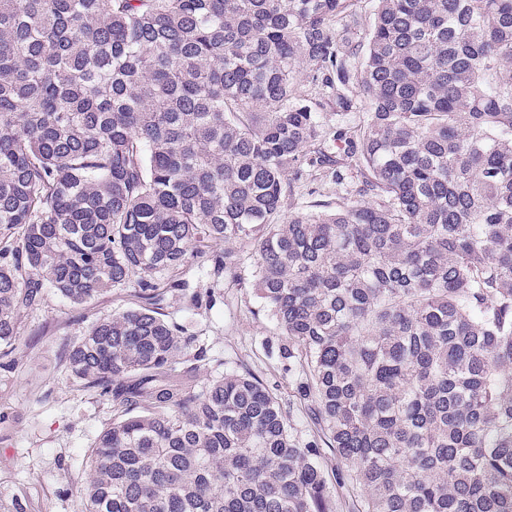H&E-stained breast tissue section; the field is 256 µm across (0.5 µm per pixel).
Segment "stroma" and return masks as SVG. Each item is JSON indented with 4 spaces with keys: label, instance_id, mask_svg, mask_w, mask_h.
Segmentation results:
<instances>
[{
    "label": "stroma",
    "instance_id": "obj_1",
    "mask_svg": "<svg viewBox=\"0 0 512 512\" xmlns=\"http://www.w3.org/2000/svg\"><path fill=\"white\" fill-rule=\"evenodd\" d=\"M213 291L214 307L195 319L199 340L227 366L248 362L290 413L293 435L307 443L311 430L293 394L295 373L278 356L281 338L261 310L250 286L226 280L198 281ZM120 289L90 308H75L53 294L21 313L22 335L11 356L0 358V501H27L28 512H83L79 490L86 480L85 456L99 431L112 419V404L77 390L61 362L63 350L87 330L91 314H107L126 304Z\"/></svg>",
    "mask_w": 512,
    "mask_h": 512
}]
</instances>
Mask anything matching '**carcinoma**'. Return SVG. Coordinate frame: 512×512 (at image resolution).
<instances>
[{"mask_svg": "<svg viewBox=\"0 0 512 512\" xmlns=\"http://www.w3.org/2000/svg\"><path fill=\"white\" fill-rule=\"evenodd\" d=\"M359 2L0 0V352L48 291L131 300L64 353L112 403L84 512H512V0ZM192 266L252 267L306 445ZM310 187L316 188V192L312 195L308 194L309 188L306 186H297L295 188V194L300 198L299 201L302 203L304 209L313 211L336 210L340 206H344L346 202L334 185L318 183ZM318 204H327V207L315 206Z\"/></svg>", "mask_w": 512, "mask_h": 512, "instance_id": "obj_1", "label": "carcinoma"}]
</instances>
